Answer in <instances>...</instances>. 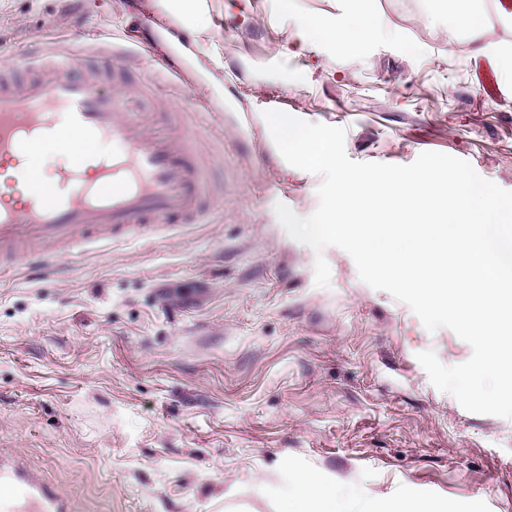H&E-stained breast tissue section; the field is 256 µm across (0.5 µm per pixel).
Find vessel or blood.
<instances>
[{
	"label": "vessel or blood",
	"instance_id": "obj_1",
	"mask_svg": "<svg viewBox=\"0 0 512 512\" xmlns=\"http://www.w3.org/2000/svg\"><path fill=\"white\" fill-rule=\"evenodd\" d=\"M98 67L76 69L54 54L40 62H0V170L16 169L25 197L0 194V265L48 262L75 247L131 235L150 237L201 223L207 206L221 202L212 160L178 112H124L120 97L146 92L112 70V90L100 92ZM479 83L501 100L506 88L492 68ZM112 140L121 150L93 158L85 146ZM68 151L66 166L41 164L43 147ZM63 493L27 467L21 456H0V512H70Z\"/></svg>",
	"mask_w": 512,
	"mask_h": 512
}]
</instances>
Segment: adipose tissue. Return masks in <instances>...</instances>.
<instances>
[{
    "mask_svg": "<svg viewBox=\"0 0 512 512\" xmlns=\"http://www.w3.org/2000/svg\"><path fill=\"white\" fill-rule=\"evenodd\" d=\"M367 0H347L345 17L340 22H320L318 37L339 50L354 49L379 38L382 27L366 6ZM499 27L487 24L475 0H448V20L452 31L462 33L476 57H490L499 66L512 67V0H497ZM297 512H345L334 491L319 486L311 476L297 481Z\"/></svg>",
    "mask_w": 512,
    "mask_h": 512,
    "instance_id": "1",
    "label": "adipose tissue"
}]
</instances>
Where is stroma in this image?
<instances>
[{"mask_svg": "<svg viewBox=\"0 0 512 512\" xmlns=\"http://www.w3.org/2000/svg\"><path fill=\"white\" fill-rule=\"evenodd\" d=\"M0 0V60L61 52L151 82L212 152L224 201L204 223L84 247L54 277L0 270V454L22 455L75 512H279L307 474L346 512L402 500L512 512V420L474 414L418 362L470 346L428 332L330 246L280 223L318 206L261 122L276 109L346 130L348 157L467 161L512 191V97L485 99L444 0H369L398 38L351 52L298 38L346 0Z\"/></svg>", "mask_w": 512, "mask_h": 512, "instance_id": "35a3bbf8", "label": "stroma"}]
</instances>
